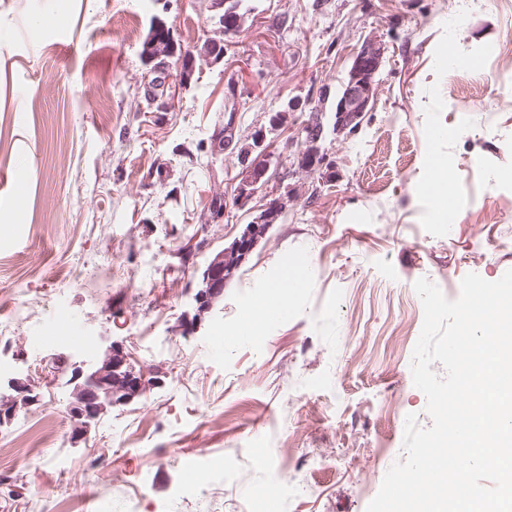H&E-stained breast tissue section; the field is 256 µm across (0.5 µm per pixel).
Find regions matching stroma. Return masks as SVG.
Instances as JSON below:
<instances>
[{"instance_id":"stroma-1","label":"stroma","mask_w":512,"mask_h":512,"mask_svg":"<svg viewBox=\"0 0 512 512\" xmlns=\"http://www.w3.org/2000/svg\"><path fill=\"white\" fill-rule=\"evenodd\" d=\"M222 35L210 0H0V382L36 400L0 427V512H252L266 482L257 448L302 461L297 496L267 512H366L402 450L403 416L431 426L411 362L423 324L414 283L448 299L463 277L512 269V187L471 171L512 169V87L495 59L442 68L443 48L498 44L507 0H241ZM191 51L194 74L167 109L147 103L151 21ZM45 25L30 36L28 25ZM385 54L361 127L331 132L336 93L371 38ZM224 42L211 63L207 40ZM283 124L272 125L275 113ZM322 122L327 175L299 167L301 130ZM459 126L434 143L436 129ZM263 134L267 174L234 205L243 167L226 138ZM462 196L453 229L426 223L435 155ZM285 208L210 310L194 275L262 213ZM222 204L221 216L212 208ZM311 261L279 324L254 299L286 255ZM249 343L212 353L218 332ZM119 343L152 385L73 441L70 368ZM37 451L19 442L45 420Z\"/></svg>"}]
</instances>
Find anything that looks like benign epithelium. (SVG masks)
<instances>
[{
  "label": "benign epithelium",
  "mask_w": 512,
  "mask_h": 512,
  "mask_svg": "<svg viewBox=\"0 0 512 512\" xmlns=\"http://www.w3.org/2000/svg\"><path fill=\"white\" fill-rule=\"evenodd\" d=\"M384 52L383 43L373 38L366 41L356 54L333 108V130L336 133L355 132L367 112L371 111L377 90L376 75L381 67ZM143 57L149 64L161 58L166 63L173 58L177 59L181 70L173 75L171 69H165L162 74V89L168 91L174 82L178 83L181 89L187 87L192 73V55L188 52H178L174 41L167 36L164 21H154L144 46ZM323 134L324 127L320 123L304 127V149L300 162L302 171L310 173L315 169L321 157L319 142ZM254 141L255 145L251 151L257 152V155L247 163L243 187L234 198V202L241 206L250 197L246 187L264 184L266 174L264 139L258 135L254 137ZM258 243L259 239L253 235V225L250 224L226 251L204 268L197 278V290L194 294L198 308L212 309L216 299L224 293V285L228 280L227 273L238 268ZM71 381L74 388L69 415L78 437L89 434L108 408L144 395L149 387V381L134 369L127 355L114 342L105 349L98 361L88 366H74ZM33 387L34 384L29 379L14 378L8 381V388L12 394H0V424L11 421L21 408L30 403Z\"/></svg>",
  "instance_id": "benign-epithelium-1"
}]
</instances>
